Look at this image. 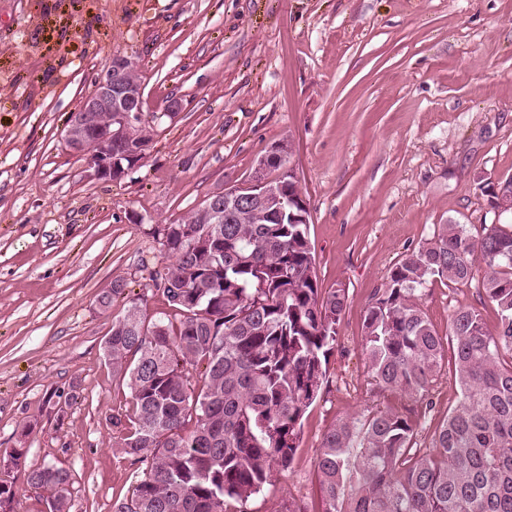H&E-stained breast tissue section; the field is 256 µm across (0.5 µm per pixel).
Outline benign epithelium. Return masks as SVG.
Here are the masks:
<instances>
[{"mask_svg":"<svg viewBox=\"0 0 512 512\" xmlns=\"http://www.w3.org/2000/svg\"><path fill=\"white\" fill-rule=\"evenodd\" d=\"M135 73L136 64L132 59L112 56L64 129L66 147L88 157L94 176L100 180L122 179L126 171L142 159L151 138V130L143 120V90L130 82V76ZM102 116L106 122L97 123L96 119ZM274 168L285 176L292 174V170L286 168V153L279 146L272 147L260 158L249 184L211 195V223H223L226 210L249 209L257 194L265 193L269 172ZM494 194L495 212L511 213L512 186L498 184Z\"/></svg>","mask_w":512,"mask_h":512,"instance_id":"1","label":"benign epithelium"}]
</instances>
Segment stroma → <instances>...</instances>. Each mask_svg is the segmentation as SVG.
<instances>
[{"mask_svg":"<svg viewBox=\"0 0 512 512\" xmlns=\"http://www.w3.org/2000/svg\"><path fill=\"white\" fill-rule=\"evenodd\" d=\"M116 53L136 63L153 134L110 183L62 135ZM282 143L319 284L348 304L293 468L248 512L316 499L321 434L370 396L363 314L389 269L440 225L496 223L488 189L512 177V0H0V458L21 448L70 468L71 512H113L145 468L118 446L130 394L103 344L127 300L167 313L149 285L161 229L248 184ZM118 278L125 296L103 311ZM422 303L442 334L460 306L498 322L474 282L431 280Z\"/></svg>","mask_w":512,"mask_h":512,"instance_id":"1","label":"stroma"}]
</instances>
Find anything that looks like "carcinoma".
Masks as SVG:
<instances>
[{"label": "carcinoma", "instance_id": "carcinoma-1", "mask_svg": "<svg viewBox=\"0 0 512 512\" xmlns=\"http://www.w3.org/2000/svg\"><path fill=\"white\" fill-rule=\"evenodd\" d=\"M265 203L206 237L207 207L163 228L167 261L150 276L171 309L151 321L132 300L112 317L104 350L130 392L121 447L147 466L114 512H247V503L288 472L303 418L321 397L348 304L344 288L319 286L308 225L264 215ZM499 317L453 310L448 334L420 302L434 278L465 285ZM112 282L104 310L124 294ZM361 354L377 392L434 408L432 393L452 350L457 405L418 446L421 417L393 405L365 406L334 421L314 460L319 504L293 497L278 512H512V228L480 236L443 224L406 253L374 291ZM5 466L70 512L72 471L27 465L14 449ZM17 480H0V512H17Z\"/></svg>", "mask_w": 512, "mask_h": 512}]
</instances>
